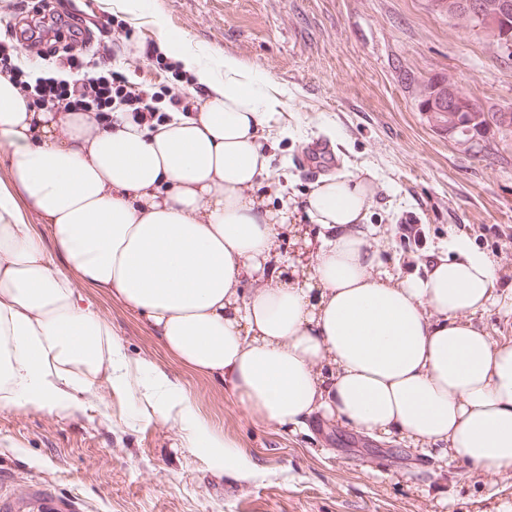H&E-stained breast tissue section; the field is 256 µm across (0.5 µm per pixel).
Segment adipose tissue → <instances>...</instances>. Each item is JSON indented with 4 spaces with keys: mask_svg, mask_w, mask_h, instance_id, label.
I'll return each instance as SVG.
<instances>
[{
    "mask_svg": "<svg viewBox=\"0 0 512 512\" xmlns=\"http://www.w3.org/2000/svg\"><path fill=\"white\" fill-rule=\"evenodd\" d=\"M210 89L199 111L156 129L117 114L38 112L0 77V409L66 410L98 379L177 418L189 447L226 451L150 364L130 365L74 278L118 297L193 370L232 378L262 422L313 415L378 439L512 474V339L476 323L512 307L503 272L465 240L403 277L364 221L362 177L335 175L301 209L254 195L272 156L260 139L280 101L233 55L206 63L153 19ZM54 232L47 249L30 212ZM331 236L313 243L305 223ZM291 238L288 277L271 272Z\"/></svg>",
    "mask_w": 512,
    "mask_h": 512,
    "instance_id": "obj_1",
    "label": "adipose tissue"
}]
</instances>
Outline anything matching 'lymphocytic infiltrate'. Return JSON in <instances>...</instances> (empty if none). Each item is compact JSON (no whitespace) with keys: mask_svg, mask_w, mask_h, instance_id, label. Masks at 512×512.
<instances>
[{"mask_svg":"<svg viewBox=\"0 0 512 512\" xmlns=\"http://www.w3.org/2000/svg\"><path fill=\"white\" fill-rule=\"evenodd\" d=\"M23 14L45 24L34 39L37 58L26 59V43L5 31L0 35V75L35 110L91 112L103 129L111 126L114 113L123 112L133 122L152 127L169 113L198 111L204 100V91L185 92L191 77L155 40L145 41L140 53L158 68V84L142 85L115 67L121 44L113 34L125 27L116 17L82 14L71 0H5L0 6V15Z\"/></svg>","mask_w":512,"mask_h":512,"instance_id":"lymphocytic-infiltrate-1","label":"lymphocytic infiltrate"}]
</instances>
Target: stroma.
<instances>
[{
    "instance_id": "stroma-1",
    "label": "stroma",
    "mask_w": 512,
    "mask_h": 512,
    "mask_svg": "<svg viewBox=\"0 0 512 512\" xmlns=\"http://www.w3.org/2000/svg\"><path fill=\"white\" fill-rule=\"evenodd\" d=\"M156 14L188 48L234 55L270 78L284 105L269 122L273 165L258 187L269 205L304 202L318 180L299 156L326 141L330 174L371 175L367 222L386 235L396 272L422 273L454 238L512 270V142L495 136L475 153L418 109L435 76L466 84L485 107H512V50L429 0H148L125 18L130 44L158 39ZM405 224L423 230L407 249ZM79 290L111 320L128 361L166 377L235 458L189 447L178 423L103 384L62 413L0 410V496L45 488L73 512H512L511 474L381 447L340 421L298 431L258 421L232 380L182 364L120 299Z\"/></svg>"
}]
</instances>
